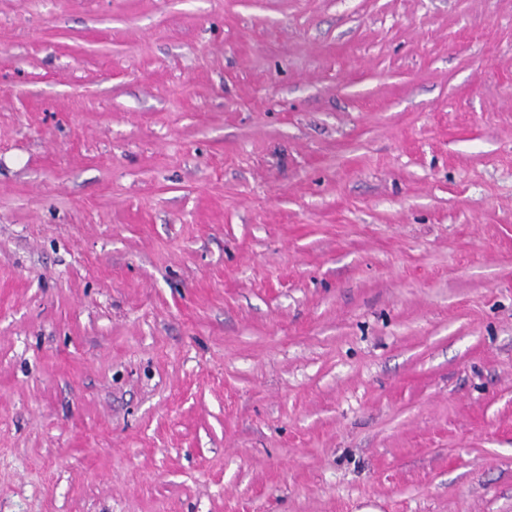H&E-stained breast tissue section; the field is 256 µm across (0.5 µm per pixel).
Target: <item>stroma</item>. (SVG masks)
<instances>
[{
	"instance_id": "1",
	"label": "stroma",
	"mask_w": 512,
	"mask_h": 512,
	"mask_svg": "<svg viewBox=\"0 0 512 512\" xmlns=\"http://www.w3.org/2000/svg\"><path fill=\"white\" fill-rule=\"evenodd\" d=\"M0 512H512V0H0Z\"/></svg>"
}]
</instances>
